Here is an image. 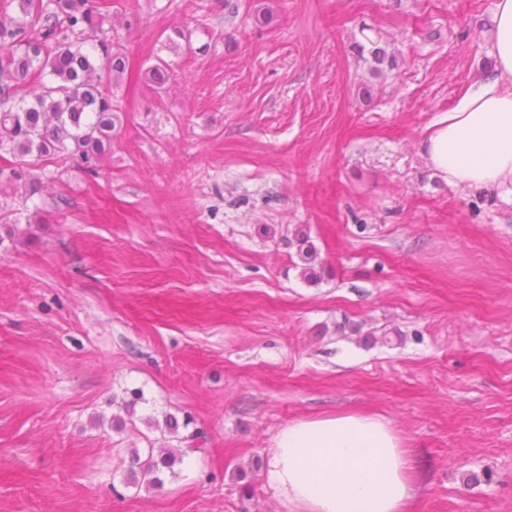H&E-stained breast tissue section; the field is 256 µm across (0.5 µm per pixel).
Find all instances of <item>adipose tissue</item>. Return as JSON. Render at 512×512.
Returning <instances> with one entry per match:
<instances>
[{"instance_id": "adipose-tissue-1", "label": "adipose tissue", "mask_w": 512, "mask_h": 512, "mask_svg": "<svg viewBox=\"0 0 512 512\" xmlns=\"http://www.w3.org/2000/svg\"><path fill=\"white\" fill-rule=\"evenodd\" d=\"M493 70L428 127V165L450 184L512 198V0H497ZM269 483L300 512H407L417 469L379 418L344 414L283 427L267 453Z\"/></svg>"}]
</instances>
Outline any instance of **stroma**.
I'll use <instances>...</instances> for the list:
<instances>
[{"label": "stroma", "instance_id": "35a3bbf8", "mask_svg": "<svg viewBox=\"0 0 512 512\" xmlns=\"http://www.w3.org/2000/svg\"><path fill=\"white\" fill-rule=\"evenodd\" d=\"M113 2L97 173L0 185V512H297L268 448L347 413L417 458L410 512H512V202L419 152L489 71L496 0ZM151 447L181 460L127 486ZM371 45L368 49L366 45L358 43L355 50L359 57L368 63L372 72L383 71L384 68L389 70L395 69L396 61L394 55L388 53L385 49L378 47L376 42L371 39L367 40ZM368 54V57L365 54ZM288 244L296 247L297 257L304 265L302 268L303 275L313 276L312 268L309 265L314 262L315 254L307 231L305 229L297 230L293 235V239H288Z\"/></svg>", "mask_w": 512, "mask_h": 512}]
</instances>
